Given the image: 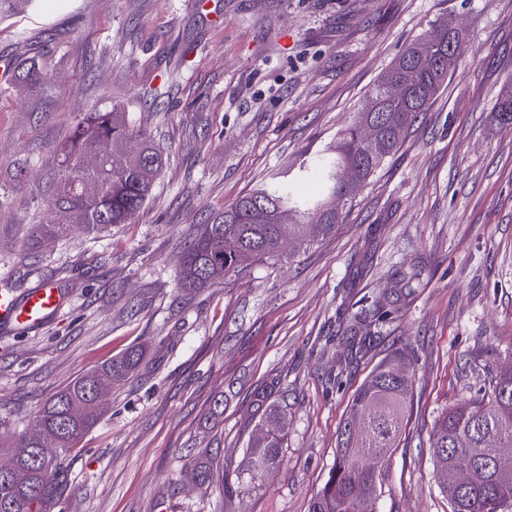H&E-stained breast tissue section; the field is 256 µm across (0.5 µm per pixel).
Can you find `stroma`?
Wrapping results in <instances>:
<instances>
[{
	"mask_svg": "<svg viewBox=\"0 0 512 512\" xmlns=\"http://www.w3.org/2000/svg\"><path fill=\"white\" fill-rule=\"evenodd\" d=\"M18 0L0 58L36 61V85L0 83V283L63 279L40 329L0 325V440L32 428L55 392L140 346L138 377L101 402L43 512H309L354 394L409 348L413 400L377 512H451L432 455L439 416L512 363V0ZM448 19L464 32L447 86L359 186L336 232L236 280L182 288L191 232L273 173L297 174L352 120L410 41ZM144 117L166 163L133 218L33 247L58 150L85 113ZM388 295L355 359L357 302ZM224 412L213 415L216 399ZM288 408L284 464L243 492V448ZM223 465L196 484L197 462Z\"/></svg>",
	"mask_w": 512,
	"mask_h": 512,
	"instance_id": "stroma-1",
	"label": "stroma"
}]
</instances>
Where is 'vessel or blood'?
Returning a JSON list of instances; mask_svg holds the SVG:
<instances>
[{
  "label": "vessel or blood",
  "mask_w": 512,
  "mask_h": 512,
  "mask_svg": "<svg viewBox=\"0 0 512 512\" xmlns=\"http://www.w3.org/2000/svg\"><path fill=\"white\" fill-rule=\"evenodd\" d=\"M61 302L58 288L46 284L31 289L24 296H17L7 288L0 289V325L23 326L30 329L42 327Z\"/></svg>",
  "instance_id": "1"
}]
</instances>
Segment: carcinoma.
I'll return each mask as SVG.
<instances>
[{"instance_id":"carcinoma-1","label":"carcinoma","mask_w":512,"mask_h":512,"mask_svg":"<svg viewBox=\"0 0 512 512\" xmlns=\"http://www.w3.org/2000/svg\"><path fill=\"white\" fill-rule=\"evenodd\" d=\"M459 36H464L463 31L452 33L442 21L433 25L402 50L368 91L366 99L379 106L378 144L360 134L369 119L362 103L353 123L311 158L299 177L277 173L200 225L182 253V287L209 288L238 277L254 263L274 267L293 258L280 242L278 217L284 212L293 220L288 234L299 250L335 233L354 192L342 182L341 172L352 169L364 184L397 151L405 132L448 80L454 66L448 58V40ZM391 75L407 83L403 96L388 95L386 79ZM42 79L33 62L14 75L16 82ZM494 112L499 126L511 131V88L504 91ZM129 141L139 143L140 151L126 165L114 166L112 154ZM91 153L99 160L88 169L83 158ZM162 166V153L122 108L85 115L60 149L57 186L48 200L58 222L30 225V244L63 234L74 224L97 232L126 223L148 199ZM142 360V348L131 347L48 400L34 428L18 435L10 458L0 465V512H42L50 495L48 475L61 469L58 451L74 447L96 424L102 399L124 386ZM411 393V376L395 373L393 365L384 363L373 371L354 395L341 425L335 464L309 512H377L382 466L400 445ZM283 420L282 408L271 407L247 441L237 476L246 489L259 487L283 464L282 449L288 447ZM431 447L438 482L448 493L452 512H512V471L500 472L496 467L497 459H512V367L496 372L482 396L442 414ZM365 459L377 462L374 472L361 468ZM462 462L473 470V478L457 490L453 471ZM215 475L207 461L193 468L200 485L212 483Z\"/></svg>"}]
</instances>
